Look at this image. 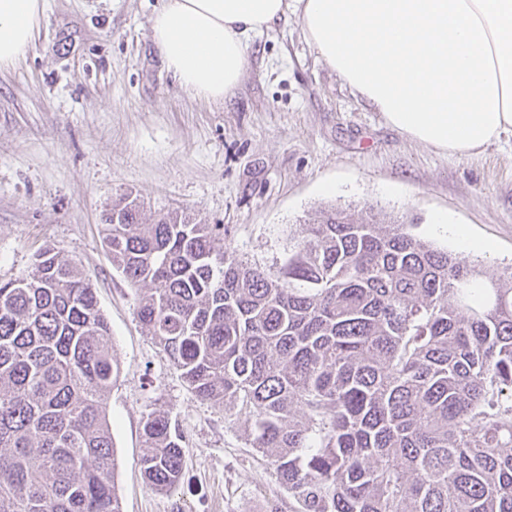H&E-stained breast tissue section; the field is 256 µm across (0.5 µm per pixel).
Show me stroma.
Instances as JSON below:
<instances>
[{
  "label": "stroma",
  "mask_w": 512,
  "mask_h": 512,
  "mask_svg": "<svg viewBox=\"0 0 512 512\" xmlns=\"http://www.w3.org/2000/svg\"><path fill=\"white\" fill-rule=\"evenodd\" d=\"M158 0H46L25 57L0 70V281L27 275L52 247L96 291L121 371L107 403L123 512H290L238 408L198 398L136 314L137 290L112 266L102 218L131 195L146 222L182 210L219 225L223 245L278 271L302 223L325 206H374L423 240L461 247L448 214L512 266V137L454 157L387 125L323 65L296 19L253 40L224 101L196 98L150 40ZM168 411L184 437L181 483L145 482L142 420Z\"/></svg>",
  "instance_id": "35a3bbf8"
}]
</instances>
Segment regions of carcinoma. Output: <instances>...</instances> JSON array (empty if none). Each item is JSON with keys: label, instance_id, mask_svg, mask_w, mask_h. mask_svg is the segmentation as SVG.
I'll return each mask as SVG.
<instances>
[{"label": "carcinoma", "instance_id": "obj_1", "mask_svg": "<svg viewBox=\"0 0 512 512\" xmlns=\"http://www.w3.org/2000/svg\"><path fill=\"white\" fill-rule=\"evenodd\" d=\"M104 228L139 320L199 398L248 416L292 512H512V266L488 275L370 207L316 211L276 273L127 198ZM110 336L50 247L0 282V512H122ZM142 438L146 482L174 489L178 423L153 411Z\"/></svg>", "mask_w": 512, "mask_h": 512}]
</instances>
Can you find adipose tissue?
<instances>
[{"mask_svg": "<svg viewBox=\"0 0 512 512\" xmlns=\"http://www.w3.org/2000/svg\"><path fill=\"white\" fill-rule=\"evenodd\" d=\"M297 18L317 58L384 121L469 157L512 135V0H160L151 38L193 95L223 100L250 42ZM45 0H0V69L15 66Z\"/></svg>", "mask_w": 512, "mask_h": 512, "instance_id": "adipose-tissue-1", "label": "adipose tissue"}]
</instances>
